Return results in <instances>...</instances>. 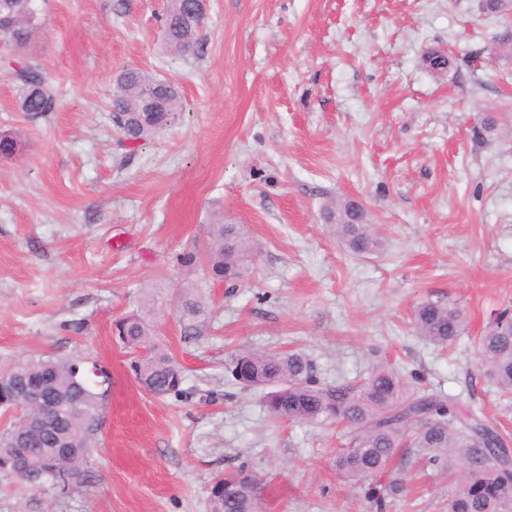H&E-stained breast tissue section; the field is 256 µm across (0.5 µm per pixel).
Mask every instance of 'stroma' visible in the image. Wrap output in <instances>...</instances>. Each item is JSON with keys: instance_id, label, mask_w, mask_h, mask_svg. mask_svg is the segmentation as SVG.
<instances>
[{"instance_id": "stroma-1", "label": "stroma", "mask_w": 512, "mask_h": 512, "mask_svg": "<svg viewBox=\"0 0 512 512\" xmlns=\"http://www.w3.org/2000/svg\"><path fill=\"white\" fill-rule=\"evenodd\" d=\"M24 55L58 111L20 112L0 74V366L30 355L97 362L111 376L74 491L0 472V512H207L217 474L258 479L267 512H370L337 478L334 427L273 420L230 374L243 351L300 352L321 386H357L380 366L418 393L456 396L512 433L478 367L475 338L512 309V56L474 67L498 30L481 0H207L196 57L162 52L166 0H39ZM451 50L447 75L428 51ZM174 83L183 110L130 149L112 125L118 74ZM502 127L483 134L486 114ZM362 202L385 246L348 252L321 208ZM243 228L237 287L177 263L215 214ZM202 284L211 312L181 335L172 298ZM155 337L184 370L181 398L143 392L115 319L147 289ZM465 313L441 349L413 310ZM391 512H448V480L410 466Z\"/></svg>"}]
</instances>
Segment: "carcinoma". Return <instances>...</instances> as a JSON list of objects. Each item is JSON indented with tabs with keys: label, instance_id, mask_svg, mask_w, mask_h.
<instances>
[{
	"label": "carcinoma",
	"instance_id": "1",
	"mask_svg": "<svg viewBox=\"0 0 512 512\" xmlns=\"http://www.w3.org/2000/svg\"><path fill=\"white\" fill-rule=\"evenodd\" d=\"M488 16L512 10V0H483ZM167 51L194 56L200 47L203 19L192 0H167L161 18ZM41 27L37 0H0V43L23 47ZM489 57L512 55V25H503L488 49ZM4 55L0 63L15 85L21 111L38 118L58 109L59 100L41 65L28 57ZM112 109L123 113L118 130L131 145L146 142L175 119L181 99L174 84L139 69H126L117 79ZM323 222L353 254L376 252L382 240L367 214L358 217L340 198L323 205ZM250 251L246 234L220 215L207 225L204 252L178 256L181 266L200 267L216 279L235 285L246 274ZM159 295L142 300L144 313L132 311L113 322V333L134 353L132 369L147 393L182 396L184 371L176 358L154 338L148 316ZM210 304L201 288L184 285L176 301L181 333H201ZM462 310L442 300H428L414 310V326L426 340L448 346L461 333ZM478 366L492 380L499 398L512 404V311L504 309L490 322L476 344ZM71 359L30 356L0 370V411L9 416L0 432V470L15 473L12 449L25 448L31 467L47 474L61 490L84 482L90 447L103 393L76 372ZM232 377L245 387L264 391L263 402L277 419L301 423L331 422L348 429L346 447L336 451L332 465L341 479L364 491L371 512H388L408 490V457L448 472V512H509L512 509V437L455 398L440 393H414L392 370L379 368L356 389L319 387L310 360L299 352L247 351L234 357ZM39 386L47 398V430L15 415L20 394ZM207 512H260L258 483L242 471L215 477Z\"/></svg>",
	"mask_w": 512,
	"mask_h": 512
}]
</instances>
